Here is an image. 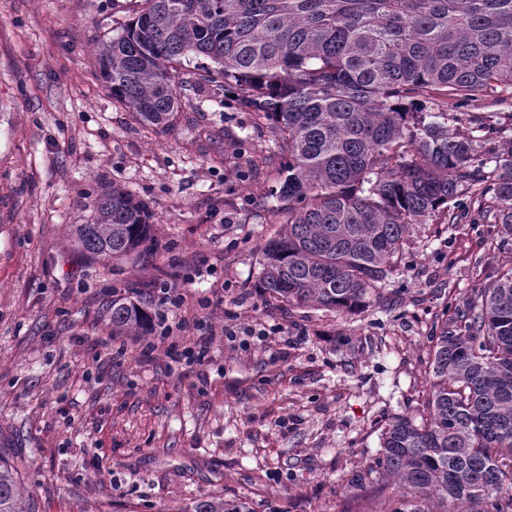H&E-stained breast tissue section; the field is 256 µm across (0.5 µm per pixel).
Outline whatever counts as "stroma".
<instances>
[{
  "mask_svg": "<svg viewBox=\"0 0 512 512\" xmlns=\"http://www.w3.org/2000/svg\"><path fill=\"white\" fill-rule=\"evenodd\" d=\"M138 0H0V461L34 512H180L215 496L246 512H346L385 423L420 415L437 315L512 252L465 214L415 224L384 292L355 314L293 308L258 288L274 236L270 169L243 181L217 120L251 115L198 90L157 134L113 99L95 46ZM154 216L158 249L103 262L74 250L101 184ZM167 284L174 362L116 336L113 290ZM232 335H225V327Z\"/></svg>",
  "mask_w": 512,
  "mask_h": 512,
  "instance_id": "obj_1",
  "label": "stroma"
}]
</instances>
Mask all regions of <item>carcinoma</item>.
I'll return each instance as SVG.
<instances>
[{
    "label": "carcinoma",
    "instance_id": "cac0c4a2",
    "mask_svg": "<svg viewBox=\"0 0 512 512\" xmlns=\"http://www.w3.org/2000/svg\"><path fill=\"white\" fill-rule=\"evenodd\" d=\"M112 97L160 132L180 90L234 94L271 137L230 134L227 158L273 165L279 231L258 288L353 314L386 286L413 224L474 208L512 240V0H140L96 50ZM72 242L103 261L153 255L146 205L101 189ZM112 330L147 335L139 288L112 291ZM427 415L391 417L350 473L369 512H512V265L431 337ZM0 512H33L0 464ZM184 512H226L224 500Z\"/></svg>",
    "mask_w": 512,
    "mask_h": 512
}]
</instances>
